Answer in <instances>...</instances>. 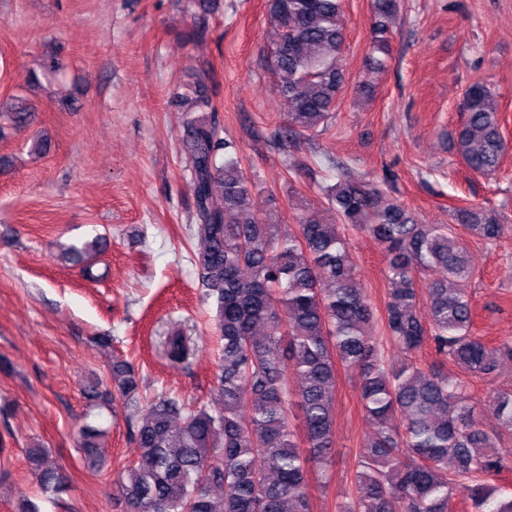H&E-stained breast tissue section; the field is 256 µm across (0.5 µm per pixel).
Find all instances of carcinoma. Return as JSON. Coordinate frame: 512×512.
Instances as JSON below:
<instances>
[{
    "label": "carcinoma",
    "instance_id": "carcinoma-1",
    "mask_svg": "<svg viewBox=\"0 0 512 512\" xmlns=\"http://www.w3.org/2000/svg\"><path fill=\"white\" fill-rule=\"evenodd\" d=\"M275 37L265 48L277 74L279 97L288 101L274 132L283 144L311 142L325 131L346 89L339 56L346 39L344 0H266ZM365 79L354 96L373 95L392 56L399 0H370ZM175 101L187 105L182 152L194 200L193 256L224 341L212 382L215 402L187 403L167 393L142 395L134 365L111 354L112 337L96 336L112 356L107 379L83 387L90 411L121 414L132 430L133 462L114 482L124 512H313L311 476L329 483L336 447L337 365L359 374L365 416L374 432L354 474V489L336 512H452L461 492L473 512H512L489 480L512 468L499 454L512 434V390L493 393L498 431L475 416L468 384L453 365L474 377H491L512 360V339L490 344L473 333L468 284L475 275L460 234L487 243L507 230L496 210L467 206L452 224H421L392 193L364 180L346 162L326 155L336 182L322 188L339 223L312 215L314 204L295 201L297 224L279 231L276 205L262 201L258 183L241 167L239 147L221 136L216 107L201 90L175 84ZM464 119L454 146L468 168L495 173L512 146L504 138L499 104L487 86L474 83L459 103ZM15 127L28 125L31 107L20 99L0 105ZM372 235L385 251L389 286L384 321L378 322L359 283L347 231ZM96 237L65 249L79 263L105 250ZM429 278L425 296L416 278ZM429 320H423L421 309ZM404 355L385 360L378 325ZM430 347L438 361L422 366L411 355ZM173 366L191 355V338L174 326L162 341ZM300 419L293 424V419ZM108 429L86 421L77 441L83 464L99 470ZM47 451L27 449L40 492L55 498L66 477L46 465Z\"/></svg>",
    "mask_w": 512,
    "mask_h": 512
}]
</instances>
